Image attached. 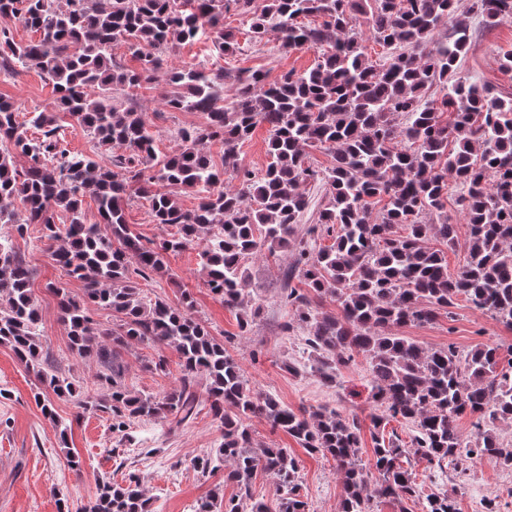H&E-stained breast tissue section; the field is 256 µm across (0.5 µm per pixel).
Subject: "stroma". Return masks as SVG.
I'll return each mask as SVG.
<instances>
[{
    "instance_id": "35a3bbf8",
    "label": "stroma",
    "mask_w": 512,
    "mask_h": 512,
    "mask_svg": "<svg viewBox=\"0 0 512 512\" xmlns=\"http://www.w3.org/2000/svg\"><path fill=\"white\" fill-rule=\"evenodd\" d=\"M470 0H460L459 18L473 33L471 46L462 58V76L483 83L498 96L512 97V72L502 67L504 54L512 52V21L486 27L476 13L470 12ZM227 23L239 28L241 49L236 56L223 57L211 41L200 39L183 43L170 57L171 66L179 67L206 61L211 69H224L233 75L238 69L251 68L267 72L269 77L312 67L319 56L314 48H282L275 34L254 41L245 33V17L229 15ZM173 87L165 74L136 88L139 107L148 112L155 132L159 155L179 151L181 142L173 136L174 127L205 123L202 112H171L162 104ZM0 96L15 99L20 106L19 121L41 111L51 100L52 87L34 69L0 74ZM0 241L8 243L33 271L31 287L40 311V330L44 350L57 359L62 369L78 380L83 392L97 393L99 375L108 373L107 365L93 358L82 359L70 351L67 328L59 318L53 287L81 292L83 285L64 273L52 261L41 239L39 225H29L25 235H18L12 225L0 224ZM203 241L167 258L170 277H155L148 283L149 297L177 303L183 289H190L196 300L197 315L206 322L216 338L236 337L230 352L239 360L246 378L256 391L278 398L292 410L303 407L335 408L356 415L362 436L359 456L363 464L373 459L374 408L370 399L369 367L363 357H355L336 373L334 383L327 384L306 370L302 353L305 334L301 329L284 333L288 309L281 302L284 288L299 287V280H287L293 261L292 253L263 254L249 266L248 286L259 299L261 310L249 336L239 337L235 311L224 308L203 287L199 253ZM403 335L432 348L455 345L470 350L483 345L499 346L501 352L512 349V328L489 314L458 299L451 314H439L423 326H402ZM154 349L135 345L121 351L126 365L125 380L136 392L162 395L176 386L182 367L176 353H169L167 372L143 369L144 360L152 358ZM300 365L299 373L289 372L285 364ZM43 387L6 346H0V512H59L57 500L65 498L71 512H77L93 498L99 481L122 482L135 475L150 498L153 512H195L198 500L209 490L225 497L238 496L240 489L225 483L223 471L200 477L190 466L194 456L209 452L221 441L222 432L209 409L188 424L169 430L166 423L139 421L132 429L131 440L113 434L108 414L84 411L76 402L59 400L54 418L45 417L35 402ZM255 444L292 449L299 463L301 493L308 512H338L344 496L343 476L331 457L307 453L288 434L274 429L260 415L248 421ZM78 455L81 469L70 465L71 455ZM421 496L410 506L411 512H424V497L430 493H456L460 512H484L486 500L497 503L499 512H512V469L487 460L465 463L463 468H430L426 460L410 456Z\"/></svg>"
}]
</instances>
